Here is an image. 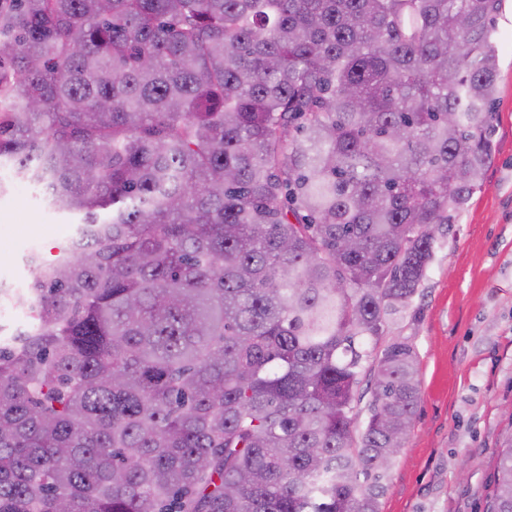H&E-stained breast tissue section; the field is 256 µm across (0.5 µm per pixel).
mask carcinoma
Returning a JSON list of instances; mask_svg holds the SVG:
<instances>
[{
    "mask_svg": "<svg viewBox=\"0 0 512 512\" xmlns=\"http://www.w3.org/2000/svg\"><path fill=\"white\" fill-rule=\"evenodd\" d=\"M500 3L0 0V162L77 224L0 346V512H379Z\"/></svg>",
    "mask_w": 512,
    "mask_h": 512,
    "instance_id": "carcinoma-1",
    "label": "carcinoma"
}]
</instances>
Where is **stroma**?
<instances>
[{"mask_svg": "<svg viewBox=\"0 0 512 512\" xmlns=\"http://www.w3.org/2000/svg\"><path fill=\"white\" fill-rule=\"evenodd\" d=\"M494 152L484 186L435 255L408 314L390 324L419 358L413 427L391 466L380 512H484L500 435L512 425V0H502ZM76 233L38 192L0 195V282L28 281L24 257Z\"/></svg>", "mask_w": 512, "mask_h": 512, "instance_id": "stroma-1", "label": "stroma"}]
</instances>
